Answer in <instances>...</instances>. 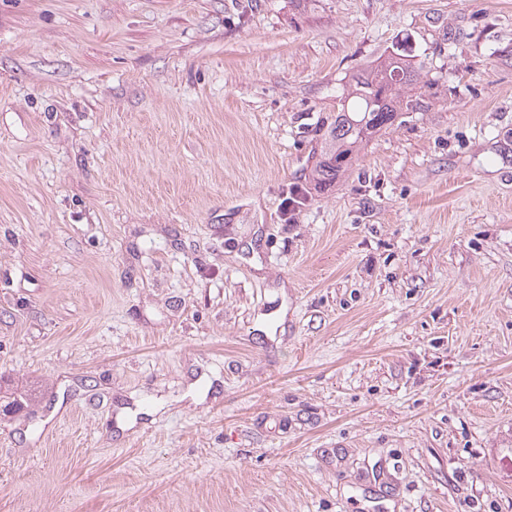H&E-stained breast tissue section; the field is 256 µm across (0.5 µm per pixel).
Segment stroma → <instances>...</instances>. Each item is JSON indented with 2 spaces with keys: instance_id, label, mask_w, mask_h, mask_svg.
<instances>
[{
  "instance_id": "obj_1",
  "label": "stroma",
  "mask_w": 512,
  "mask_h": 512,
  "mask_svg": "<svg viewBox=\"0 0 512 512\" xmlns=\"http://www.w3.org/2000/svg\"><path fill=\"white\" fill-rule=\"evenodd\" d=\"M0 386V512H512V0H0ZM393 50L384 64L358 70L352 75V91L342 98L336 123L326 139L325 151L316 166V179L321 185L336 181L352 161V155L363 141L392 126L399 112L413 108V100H404L403 88L415 87L423 66L414 56Z\"/></svg>"
}]
</instances>
